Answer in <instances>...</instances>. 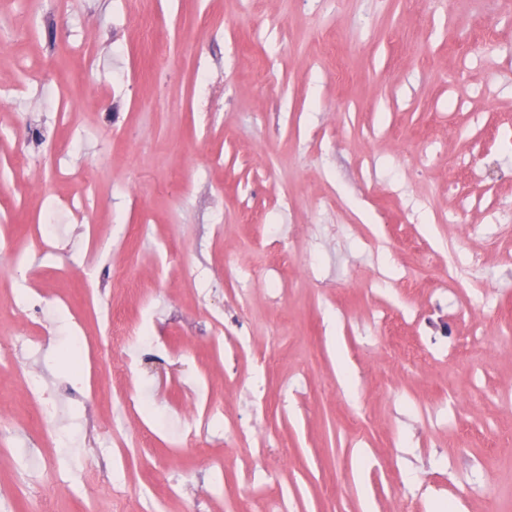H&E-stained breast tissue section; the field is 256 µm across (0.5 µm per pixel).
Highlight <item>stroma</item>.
<instances>
[{"label":"stroma","mask_w":512,"mask_h":512,"mask_svg":"<svg viewBox=\"0 0 512 512\" xmlns=\"http://www.w3.org/2000/svg\"><path fill=\"white\" fill-rule=\"evenodd\" d=\"M0 34V83L40 62L78 142L38 83L0 111V154L30 160L0 418L60 483L41 506L2 460L0 512H512V0H0ZM58 166L96 223L60 212L46 253L31 225L79 190ZM35 288L69 307L22 308ZM107 308L140 374L99 361ZM204 396L213 424L182 420ZM42 89L45 93L53 97L54 112L56 113L57 123L60 128L67 129L70 124V97L67 89L56 83L55 86L51 80H41Z\"/></svg>","instance_id":"stroma-1"}]
</instances>
